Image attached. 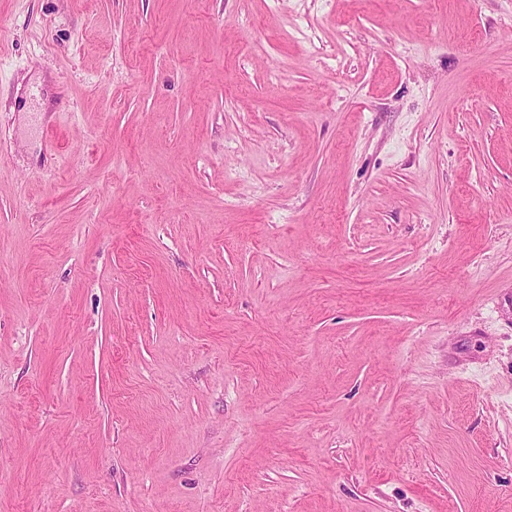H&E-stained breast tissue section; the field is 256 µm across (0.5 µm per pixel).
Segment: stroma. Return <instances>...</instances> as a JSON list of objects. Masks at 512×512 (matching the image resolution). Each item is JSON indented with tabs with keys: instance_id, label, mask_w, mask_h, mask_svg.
<instances>
[{
	"instance_id": "1",
	"label": "stroma",
	"mask_w": 512,
	"mask_h": 512,
	"mask_svg": "<svg viewBox=\"0 0 512 512\" xmlns=\"http://www.w3.org/2000/svg\"><path fill=\"white\" fill-rule=\"evenodd\" d=\"M0 512H512V0H0Z\"/></svg>"
}]
</instances>
